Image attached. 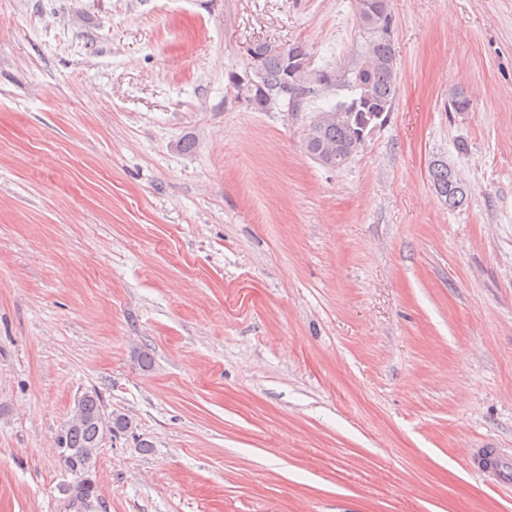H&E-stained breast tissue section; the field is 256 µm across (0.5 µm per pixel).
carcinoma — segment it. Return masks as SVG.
Masks as SVG:
<instances>
[{
    "instance_id": "cac0c4a2",
    "label": "carcinoma",
    "mask_w": 512,
    "mask_h": 512,
    "mask_svg": "<svg viewBox=\"0 0 512 512\" xmlns=\"http://www.w3.org/2000/svg\"><path fill=\"white\" fill-rule=\"evenodd\" d=\"M357 21L369 40L349 81L355 97L337 104L329 112L318 113L304 138L306 151L324 160L330 159L326 166L332 169L343 167L364 147L369 134L365 126L377 125V116L392 111L397 96L398 64L390 38L389 0H358ZM250 50L249 77L244 83L236 84V88L256 110L269 112L285 102L291 111L298 112L307 98L341 81L335 70L308 71L310 57L303 42L284 47L256 43ZM290 54L302 68V82L294 92L288 84ZM430 178L437 196L448 207L456 208L464 203L468 196L467 185L448 162L435 160ZM132 429V421L126 415L104 412L97 391H87L78 398L72 418L63 430L66 447L72 452L60 455L69 472L82 471L81 477L63 487L68 507L73 512H92L94 504L100 502L91 472L104 440Z\"/></svg>"
}]
</instances>
